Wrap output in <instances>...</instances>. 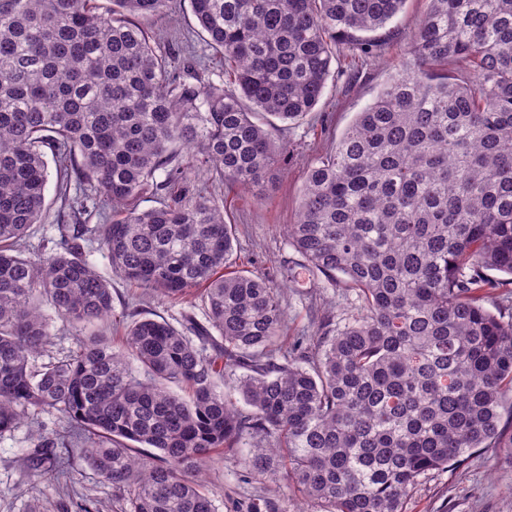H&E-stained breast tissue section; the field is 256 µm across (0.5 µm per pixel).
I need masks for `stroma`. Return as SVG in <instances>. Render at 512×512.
Returning <instances> with one entry per match:
<instances>
[{"instance_id":"35a3bbf8","label":"stroma","mask_w":512,"mask_h":512,"mask_svg":"<svg viewBox=\"0 0 512 512\" xmlns=\"http://www.w3.org/2000/svg\"><path fill=\"white\" fill-rule=\"evenodd\" d=\"M427 6V0H406L397 39L379 59L364 66L357 78L343 77L344 59L333 63V75L317 111L299 126L277 133V140L288 143V161L273 181L230 192L217 188L227 222L240 228L233 255L238 269L269 272L281 255L289 252L285 227L297 217L308 165L335 148L357 112L373 101L394 74ZM149 28L154 41L173 48L186 44L196 24L189 5L176 4L165 16L150 22ZM92 261L110 280L114 304L138 298L147 312L173 324L191 308L187 302L158 301L145 293L134 294L112 272L102 252H94ZM285 295L288 333L292 336L303 330L315 332L328 306L340 304L332 291L313 287L306 280L292 285ZM34 444L26 426L0 436V512H31L35 507L40 512H79L78 506L83 502L90 504L93 512H114L111 485L85 463H78L73 486L32 482L27 455ZM243 471V464L224 461L220 456L208 463L203 479L214 494L216 512H248V505L263 497L270 500L267 512H322L319 503L295 495L269 494L267 482L242 480ZM407 512H512V455L500 448L474 449L467 465L437 471L422 479Z\"/></svg>"}]
</instances>
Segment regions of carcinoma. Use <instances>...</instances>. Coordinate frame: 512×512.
Returning <instances> with one entry per match:
<instances>
[{
	"instance_id": "carcinoma-1",
	"label": "carcinoma",
	"mask_w": 512,
	"mask_h": 512,
	"mask_svg": "<svg viewBox=\"0 0 512 512\" xmlns=\"http://www.w3.org/2000/svg\"><path fill=\"white\" fill-rule=\"evenodd\" d=\"M111 2L0 0V436L66 422L36 433L33 480L71 479L78 448L121 512H215L204 465L249 439L246 478L278 493L406 512L425 476L512 448V314L486 308L491 272L512 277V0H428L394 76L308 166L271 274L233 268L237 225L192 175L261 182L288 158L270 128L314 111L341 51L380 56L406 0H189L224 63L206 90L152 44L170 0ZM50 162L56 235L31 257ZM96 248L135 288L201 292L203 319L127 306L113 345L93 331L113 313ZM307 273L350 303L290 342L280 285ZM53 314L76 335L60 357Z\"/></svg>"
}]
</instances>
